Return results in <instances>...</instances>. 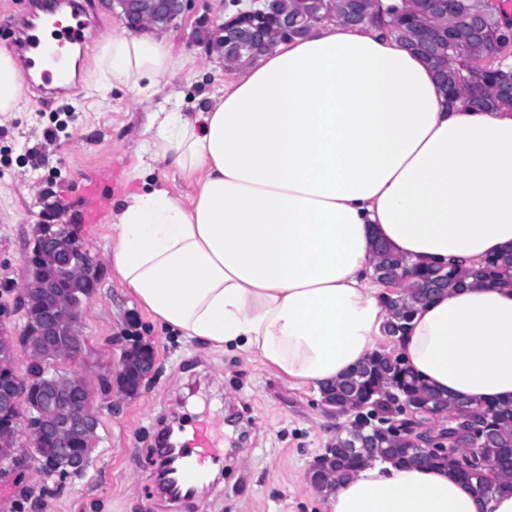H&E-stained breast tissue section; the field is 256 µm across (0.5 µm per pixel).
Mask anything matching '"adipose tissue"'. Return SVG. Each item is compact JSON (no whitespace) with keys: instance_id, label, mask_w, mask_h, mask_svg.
I'll use <instances>...</instances> for the list:
<instances>
[{"instance_id":"adipose-tissue-1","label":"adipose tissue","mask_w":512,"mask_h":512,"mask_svg":"<svg viewBox=\"0 0 512 512\" xmlns=\"http://www.w3.org/2000/svg\"><path fill=\"white\" fill-rule=\"evenodd\" d=\"M175 68L146 33L104 41L92 73L103 92L165 97L107 253L160 327L318 389L377 348L376 242L467 267L512 251V109L449 104L382 23L281 40L191 114L169 89ZM152 161L193 179L188 200L145 181ZM394 350L442 395L512 403V287L417 305ZM324 499L329 512H512V479L484 499L446 467L373 461Z\"/></svg>"}]
</instances>
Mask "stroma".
<instances>
[{"mask_svg":"<svg viewBox=\"0 0 512 512\" xmlns=\"http://www.w3.org/2000/svg\"><path fill=\"white\" fill-rule=\"evenodd\" d=\"M232 10L230 0H190L164 33L178 62L171 82L184 111H197L230 78L193 43L192 33L200 21L222 22ZM99 48L95 41L85 53L71 51L80 78L62 98H31L21 111L0 115V281L19 282L44 203L56 200L104 265L100 287L81 315L86 348L77 369L96 379L108 375L137 341L152 347L158 371L119 411L102 403L99 440L82 476L46 477L30 457L20 468H0V512H328L306 471L343 434L350 416L327 414L313 388L293 385L251 356L214 352L155 328L106 263L109 224L82 221L87 180L105 186L108 204L133 189L128 176L149 137L146 113L165 104L160 95L138 102L125 88L87 90L82 77L94 67ZM59 121L63 131L45 138V129ZM229 416L239 425L225 427L224 439L244 431L239 450L212 468L205 497L172 501L156 481L160 427L175 417Z\"/></svg>","mask_w":512,"mask_h":512,"instance_id":"1","label":"stroma"}]
</instances>
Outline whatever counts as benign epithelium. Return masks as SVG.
I'll list each match as a JSON object with an SVG mask.
<instances>
[{"mask_svg": "<svg viewBox=\"0 0 512 512\" xmlns=\"http://www.w3.org/2000/svg\"><path fill=\"white\" fill-rule=\"evenodd\" d=\"M187 0H112V8L119 9L125 26L133 34L145 31L157 33L167 30L184 13ZM295 0H260V5L240 9L227 21L213 25L200 23L193 39L216 53L224 70L233 71L241 65L256 61L275 43L288 35L295 17ZM381 0H350L346 25L357 26L375 11ZM422 13L438 21L436 25L421 28L410 49L420 52L436 76L447 71L445 55L439 52L437 40L448 36L446 20L457 19L456 0H423ZM500 44L484 56L479 67L471 68L463 82L465 101L485 100L488 88L476 76V71L512 55V23ZM60 213L52 203L46 205L44 220L34 230V246L23 259V281L20 307L42 309L39 322L24 323L19 334L0 331V366L11 369L0 382V464L19 467L25 454L21 448L33 451L43 444L53 446L55 453L75 469L84 468L88 452L97 439L100 424L99 409L95 405V391L88 376L78 370H67L57 380H45L40 374L44 365L63 367L75 363L82 352L84 339L80 331L83 303L78 295L90 299L99 288L101 277L98 262L81 242L75 227L60 224ZM374 274L387 291H403L407 278L387 276L375 264ZM28 359L32 374H21L17 369L18 353ZM157 370L154 352L144 347L133 358L123 355L109 378L102 381L103 391L113 393L112 409L120 402L137 394L132 378L140 381L152 378ZM403 418L393 425L396 437L414 438L418 447L428 455L448 453V440L458 441L466 435H481L476 410L467 404L460 406L455 417L460 427L448 439L433 432L426 424L427 413L409 404L402 405Z\"/></svg>", "mask_w": 512, "mask_h": 512, "instance_id": "obj_1", "label": "benign epithelium"}]
</instances>
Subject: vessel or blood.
<instances>
[{
  "label": "vessel or blood",
  "instance_id": "obj_1",
  "mask_svg": "<svg viewBox=\"0 0 512 512\" xmlns=\"http://www.w3.org/2000/svg\"><path fill=\"white\" fill-rule=\"evenodd\" d=\"M90 0H76L68 25L46 30L39 15L23 22L19 45V73L24 85L32 87L42 98L66 91L71 77L70 62L60 50L62 42L85 45L84 13L90 11ZM184 441L175 443L170 454L175 459L173 484L176 495L191 498L211 468L222 459L206 423H191Z\"/></svg>",
  "mask_w": 512,
  "mask_h": 512
}]
</instances>
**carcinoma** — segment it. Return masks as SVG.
Here are the masks:
<instances>
[{"label":"carcinoma","mask_w":512,"mask_h":512,"mask_svg":"<svg viewBox=\"0 0 512 512\" xmlns=\"http://www.w3.org/2000/svg\"><path fill=\"white\" fill-rule=\"evenodd\" d=\"M322 13L318 5L307 4L303 18L288 36L293 38L307 34ZM412 19V12L406 7L390 16L391 34L405 45L415 39ZM498 22L499 15L493 9L489 12L482 33L458 41L449 48L448 57L456 59L464 54L473 58L484 56L498 37ZM386 267L390 273H400L406 269L412 282L420 284V287L411 289L407 300L400 295L384 298L390 311L388 325L395 328L399 335L406 331L414 306L429 299L428 283L439 279L441 287L452 289L463 285L470 276L457 264L444 269L434 265L410 264L391 252L387 253ZM481 268L482 272L478 275L480 281L512 286V255L486 259ZM324 394L336 414L354 415L351 426L340 437L342 450L336 456L326 458L328 464L336 465L340 477L374 459L394 458L401 463L428 462L442 464L457 473L465 472L464 479L489 498L500 478V465L512 460V405H482L484 435L477 447L460 449V458L456 460L440 456L426 459L414 442L401 438L393 444L389 438L380 435V431L392 427L393 421L401 417L402 401L412 400L450 413L457 411L460 406L459 402L431 389L423 379L404 367L400 359L382 349L364 360L359 370L349 372L342 381L324 389ZM472 453L482 461V466L465 471L462 460Z\"/></svg>","instance_id":"obj_1"}]
</instances>
